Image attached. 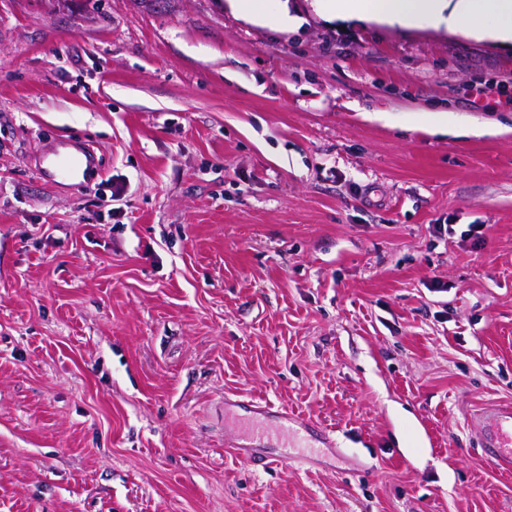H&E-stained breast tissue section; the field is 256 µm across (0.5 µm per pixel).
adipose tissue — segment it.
I'll list each match as a JSON object with an SVG mask.
<instances>
[{
  "label": "adipose tissue",
  "mask_w": 512,
  "mask_h": 512,
  "mask_svg": "<svg viewBox=\"0 0 512 512\" xmlns=\"http://www.w3.org/2000/svg\"><path fill=\"white\" fill-rule=\"evenodd\" d=\"M323 18L414 27L421 20L494 45L512 43V0H316Z\"/></svg>",
  "instance_id": "1"
}]
</instances>
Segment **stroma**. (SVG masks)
Instances as JSON below:
<instances>
[{"label": "stroma", "instance_id": "stroma-1", "mask_svg": "<svg viewBox=\"0 0 512 512\" xmlns=\"http://www.w3.org/2000/svg\"><path fill=\"white\" fill-rule=\"evenodd\" d=\"M284 4L0 0V512H512V46ZM75 153L60 152L53 146L40 157L32 160L36 175L48 186L80 185L73 183L80 175L99 176L101 161L94 147L86 143H78ZM474 441L501 474L512 473V405L494 404L472 416ZM281 431L288 435V432L295 438L294 442L285 444L279 451L277 457L273 460L262 461L261 466L263 468L270 467L271 465H283L288 464V461L295 457L292 447L299 446L302 442H313L305 428L300 430H290L288 426L283 425ZM290 446L291 448H288Z\"/></svg>", "mask_w": 512, "mask_h": 512}]
</instances>
